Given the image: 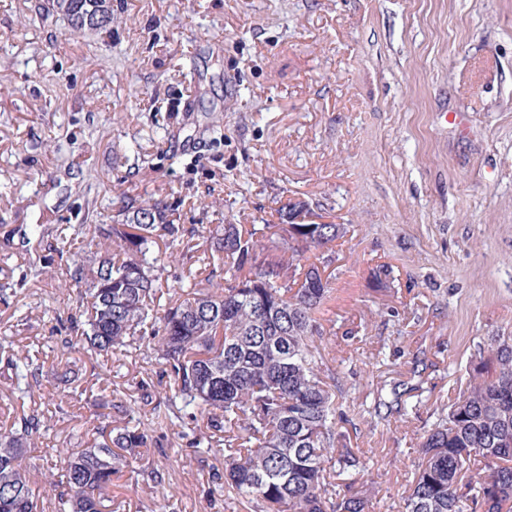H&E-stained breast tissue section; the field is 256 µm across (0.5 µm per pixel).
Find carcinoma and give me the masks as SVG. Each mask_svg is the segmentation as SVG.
Here are the masks:
<instances>
[{
	"label": "carcinoma",
	"instance_id": "carcinoma-1",
	"mask_svg": "<svg viewBox=\"0 0 512 512\" xmlns=\"http://www.w3.org/2000/svg\"><path fill=\"white\" fill-rule=\"evenodd\" d=\"M72 34L112 26L110 0H57ZM119 219L98 228L107 242L90 264L71 254L70 279L86 291L66 317L64 348L96 353L146 347L169 378L165 396L138 382L139 399L169 419L206 420L190 447L203 459L224 437L225 484L250 512H370L358 480L369 461L347 446L337 429L345 397L336 369L316 340L325 335L319 314L332 299L328 278L307 254L333 249L345 233L336 225L225 224L206 242L180 223L177 208L159 200L128 198ZM169 259L189 263L174 284L163 278ZM0 363L10 371L16 400L32 398L43 363L0 338ZM406 381L376 390L381 420L406 418ZM79 448H64L57 493L66 512H102L127 459L161 448L162 436L130 418L121 398ZM39 414H25L15 431L0 434V512H38L29 470L28 441L45 435ZM416 452L421 463L401 512H512V336H495L471 354L468 381L448 411L427 431ZM142 481L156 486L163 469L147 463Z\"/></svg>",
	"mask_w": 512,
	"mask_h": 512
}]
</instances>
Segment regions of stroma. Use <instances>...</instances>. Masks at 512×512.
<instances>
[{
	"label": "stroma",
	"instance_id": "stroma-1",
	"mask_svg": "<svg viewBox=\"0 0 512 512\" xmlns=\"http://www.w3.org/2000/svg\"><path fill=\"white\" fill-rule=\"evenodd\" d=\"M110 29L71 36L52 0H0V332L45 358L25 405L0 371V431L37 410L35 491L59 449L87 440L110 394L154 419L137 383L150 352L103 358L60 344L78 288L46 249L57 228L111 223L121 196L178 207L183 224H276L305 201L312 223L349 227L325 265L328 360L348 397L427 368L407 420L349 415L370 460L373 512H400L414 454L468 378L475 345L512 336V0H111ZM19 314L23 322L9 327ZM77 366L70 394L55 371ZM192 424L169 425L130 460L105 512H249L213 488L224 448L194 457Z\"/></svg>",
	"mask_w": 512,
	"mask_h": 512
}]
</instances>
